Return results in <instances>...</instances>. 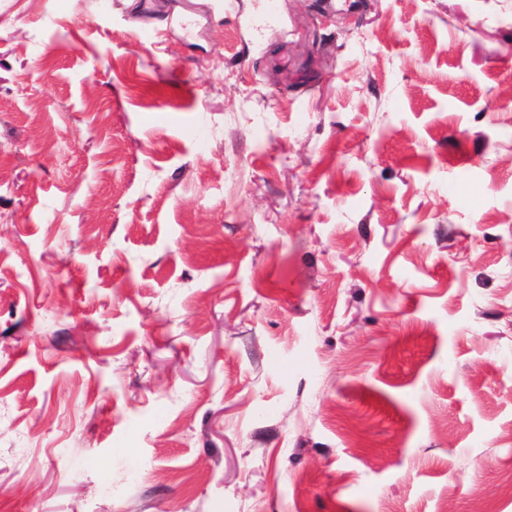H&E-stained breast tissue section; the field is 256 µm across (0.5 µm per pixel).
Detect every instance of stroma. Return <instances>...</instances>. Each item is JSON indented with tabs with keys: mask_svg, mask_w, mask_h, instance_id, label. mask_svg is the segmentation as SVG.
<instances>
[{
	"mask_svg": "<svg viewBox=\"0 0 512 512\" xmlns=\"http://www.w3.org/2000/svg\"><path fill=\"white\" fill-rule=\"evenodd\" d=\"M324 2L0 0V512H512V0Z\"/></svg>",
	"mask_w": 512,
	"mask_h": 512,
	"instance_id": "stroma-1",
	"label": "stroma"
}]
</instances>
